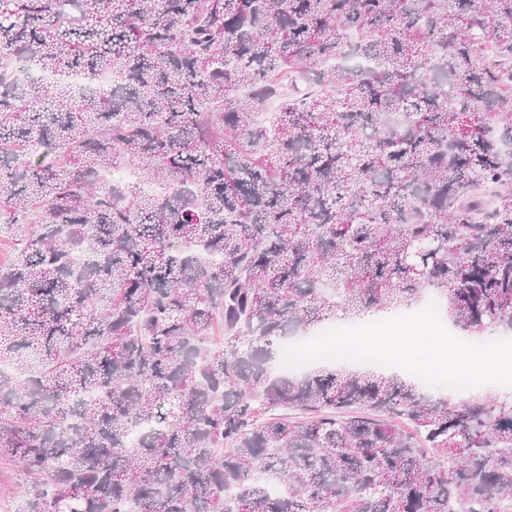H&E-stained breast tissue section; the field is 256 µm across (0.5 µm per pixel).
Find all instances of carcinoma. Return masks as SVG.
<instances>
[{
    "mask_svg": "<svg viewBox=\"0 0 512 512\" xmlns=\"http://www.w3.org/2000/svg\"><path fill=\"white\" fill-rule=\"evenodd\" d=\"M1 56L23 512H512V395L277 368L427 294L512 331V0H0Z\"/></svg>",
    "mask_w": 512,
    "mask_h": 512,
    "instance_id": "cac0c4a2",
    "label": "carcinoma"
}]
</instances>
